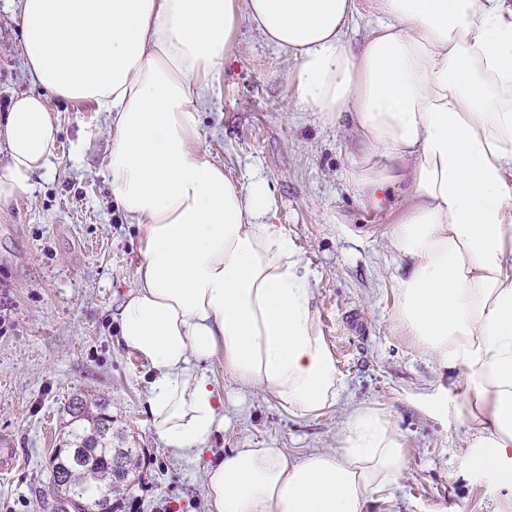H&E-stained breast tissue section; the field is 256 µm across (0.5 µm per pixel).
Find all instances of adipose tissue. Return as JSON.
<instances>
[{"label": "adipose tissue", "instance_id": "adipose-tissue-1", "mask_svg": "<svg viewBox=\"0 0 512 512\" xmlns=\"http://www.w3.org/2000/svg\"><path fill=\"white\" fill-rule=\"evenodd\" d=\"M358 48L354 0H22L30 77L91 102L111 128L106 171L143 261L118 313L150 371L155 436L199 449L220 423L194 361L289 413L314 416L345 382L312 305V281L262 177L233 182L198 145L195 99L224 67L241 21L296 61L292 98L350 119L362 203L410 184L387 241L398 256L395 323L439 367L464 368L469 466L512 497V6L506 0H377ZM58 126L22 96L0 119V205L28 190ZM402 435L359 409L334 452L289 460L238 448L206 470L212 512H365L405 464Z\"/></svg>", "mask_w": 512, "mask_h": 512}]
</instances>
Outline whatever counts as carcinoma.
Listing matches in <instances>:
<instances>
[{
    "label": "carcinoma",
    "instance_id": "cac0c4a2",
    "mask_svg": "<svg viewBox=\"0 0 512 512\" xmlns=\"http://www.w3.org/2000/svg\"><path fill=\"white\" fill-rule=\"evenodd\" d=\"M68 439L53 459L50 489L56 512L78 510L112 501V512H123L142 468V451L113 442L112 415L102 416L79 398L67 407Z\"/></svg>",
    "mask_w": 512,
    "mask_h": 512
}]
</instances>
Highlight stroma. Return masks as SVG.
I'll return each mask as SVG.
<instances>
[{
	"label": "stroma",
	"mask_w": 512,
	"mask_h": 512,
	"mask_svg": "<svg viewBox=\"0 0 512 512\" xmlns=\"http://www.w3.org/2000/svg\"><path fill=\"white\" fill-rule=\"evenodd\" d=\"M20 11L21 0H0V113L19 96L43 97L59 134L30 189L0 207V433L16 444L12 468L0 472V512H52L51 461L77 395L107 401L113 427L145 451L143 484L127 512H210V463L237 448H280L295 461L335 451L359 408L389 416L405 441L397 484L366 512H512L503 492L468 466L474 427L458 415L462 370L439 368L394 324L387 235L408 182L394 184L382 206L360 204L350 184V123L295 108L292 56L245 21L200 109L198 143L234 182L268 181L275 221L313 273L316 315L346 387L332 408L297 417L226 375L219 354L202 365L224 403L205 451L181 456L155 437L149 370L117 331L118 307L136 285L141 231L112 197L108 118L32 80ZM88 125L98 136L74 158Z\"/></svg>",
	"instance_id": "35a3bbf8"
}]
</instances>
